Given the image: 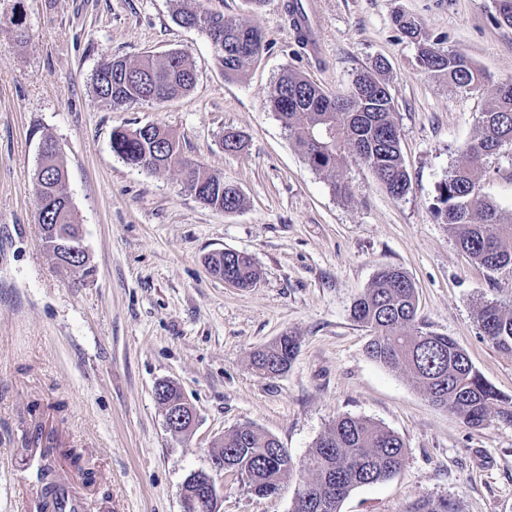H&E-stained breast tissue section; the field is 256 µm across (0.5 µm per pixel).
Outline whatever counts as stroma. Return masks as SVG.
<instances>
[{
  "instance_id": "1",
  "label": "stroma",
  "mask_w": 512,
  "mask_h": 512,
  "mask_svg": "<svg viewBox=\"0 0 512 512\" xmlns=\"http://www.w3.org/2000/svg\"><path fill=\"white\" fill-rule=\"evenodd\" d=\"M321 51L299 48L285 0L261 9L220 0L225 15L260 28L261 59L226 80L205 32L172 19L175 0H0V512H22L39 489L26 448L32 429L83 448L99 478L86 512H181L186 478L211 468L224 433L251 423L288 448L294 470L274 496L240 477L217 484L223 512H291L308 480L315 442L336 418L364 417L403 439L393 477L352 489L340 512H406L426 495L458 499L462 512H512V422L490 412L473 428L433 405L403 373L366 353L370 333L351 317L377 271L397 266L414 281L419 315L453 338L503 399L512 401V353L477 324L479 306L512 308V268L490 272L459 247L436 215L437 187L463 157L498 83L512 79V27L490 20L492 0H306ZM21 11L17 42L9 22ZM419 18L428 39L466 53L490 76L456 92L423 72L417 49L393 24ZM186 51L196 83L185 96L113 109L92 89L103 56L136 61ZM385 58L410 189L390 195L359 161L334 194L268 106L283 71L333 94ZM159 123L185 157L235 184L242 208L224 213L191 196L175 171L128 166L111 148L116 128ZM246 146L225 151L224 129ZM52 137L89 251L92 276L54 265L37 224L38 146ZM485 196L512 212V152L487 158ZM251 255L260 278L242 290L212 276L206 257ZM297 337L287 371L268 377L252 352ZM197 411L192 431L166 427L159 383Z\"/></svg>"
}]
</instances>
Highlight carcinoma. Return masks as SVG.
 <instances>
[{
  "label": "carcinoma",
  "mask_w": 512,
  "mask_h": 512,
  "mask_svg": "<svg viewBox=\"0 0 512 512\" xmlns=\"http://www.w3.org/2000/svg\"><path fill=\"white\" fill-rule=\"evenodd\" d=\"M194 0L173 13V21L186 29L205 32L214 47L224 77L234 79L258 61L266 49L260 29L244 24ZM499 25L512 26V0H494ZM285 16L297 31V43L309 30L301 0L284 4ZM399 30L416 40L418 62L424 72L443 74L448 86L475 91L489 80L465 53L444 49L420 37L416 18L399 14ZM387 63L378 59L359 74L347 93L336 97L305 75L284 71L270 89L266 103L288 130L304 160L331 176L330 186L340 196L349 194L337 178L346 155L367 166L387 191L406 195L409 174L400 148L395 104L382 74ZM194 64L185 51H167L141 61L106 57L93 77L94 93L116 109L139 101L163 103L181 97L194 87ZM224 150L243 148V136L232 128L221 135ZM512 146V81L498 85L490 107L482 113L474 139L464 149V160L439 184L437 216L460 248L489 271L512 267V215L507 217L482 192L485 160ZM112 151L135 169L179 173L185 190L200 203L231 213L243 205L240 189L206 168L185 158L177 136L168 128L148 123L135 129L112 132ZM38 202L37 223L46 255L53 263L69 261V247L84 240L74 209L67 203V171L56 150L39 154L33 184ZM211 273L238 288H250L259 279L253 259L240 252L211 254L206 258ZM416 288L406 272L385 266L354 303L352 318L373 331L367 354L376 363L405 373L431 402L446 408L467 425L479 427L494 403L496 389L475 369L467 353L450 337L423 329L417 318ZM483 336L503 351L512 352V310L488 303L477 310ZM298 341L281 336L253 354V365L265 375L285 372L294 360ZM59 454L71 466L82 469L83 456L75 448H46L43 456ZM236 470L256 495L280 489L293 468L291 454L279 440L260 427L246 423L224 433L215 455ZM405 459L404 442L385 426L363 417L336 419L313 446L305 467L310 478L298 491L291 512H339L341 501L360 485L377 483L396 474ZM407 512H462L460 502L438 496L421 497Z\"/></svg>",
  "instance_id": "cac0c4a2"
}]
</instances>
